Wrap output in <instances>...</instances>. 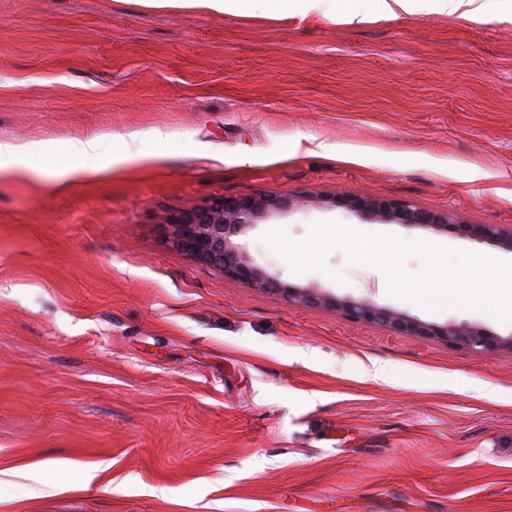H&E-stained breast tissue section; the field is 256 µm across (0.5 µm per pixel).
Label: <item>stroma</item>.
Wrapping results in <instances>:
<instances>
[{"label":"stroma","instance_id":"stroma-1","mask_svg":"<svg viewBox=\"0 0 512 512\" xmlns=\"http://www.w3.org/2000/svg\"><path fill=\"white\" fill-rule=\"evenodd\" d=\"M480 2L470 20L357 26L344 16L371 0L313 20L252 0H0V143L44 144L43 172L0 180V512H512V353L291 305L170 242L171 221L222 197L300 195L241 236L258 265L512 334L389 297L341 252L343 285L259 242L336 219L488 252L331 203L512 225V21ZM90 137L99 172L52 177ZM140 2L156 8H179L224 14H234L240 4L239 0H140Z\"/></svg>","mask_w":512,"mask_h":512}]
</instances>
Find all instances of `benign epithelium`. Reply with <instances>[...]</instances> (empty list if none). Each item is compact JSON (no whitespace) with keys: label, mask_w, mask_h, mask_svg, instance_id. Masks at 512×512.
I'll use <instances>...</instances> for the list:
<instances>
[{"label":"benign epithelium","mask_w":512,"mask_h":512,"mask_svg":"<svg viewBox=\"0 0 512 512\" xmlns=\"http://www.w3.org/2000/svg\"><path fill=\"white\" fill-rule=\"evenodd\" d=\"M298 203L290 195L226 197L174 220L171 243L195 261L255 288L278 293L290 303L331 307L353 322L385 326L399 335L462 344L481 351L512 352V334L503 336L467 321H424L366 298L338 297L317 287H295L256 265L235 238L246 234L269 213L290 210ZM336 204L367 220L451 234L512 252V227L466 224L446 210H425L401 200L350 195L339 198Z\"/></svg>","instance_id":"obj_1"}]
</instances>
